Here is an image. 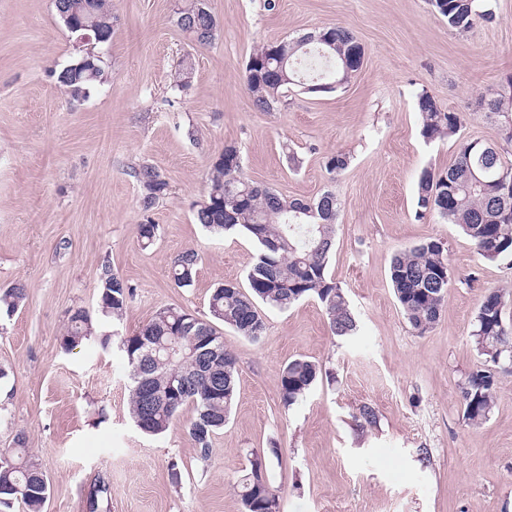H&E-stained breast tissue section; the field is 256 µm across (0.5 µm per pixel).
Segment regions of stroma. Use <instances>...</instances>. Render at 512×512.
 Masks as SVG:
<instances>
[{
    "label": "stroma",
    "instance_id": "1",
    "mask_svg": "<svg viewBox=\"0 0 512 512\" xmlns=\"http://www.w3.org/2000/svg\"><path fill=\"white\" fill-rule=\"evenodd\" d=\"M184 0H112V37L96 45L106 80L83 100L54 78L88 47L58 19L53 0H0V291L25 300L0 314V449L24 437L50 484L43 512H85L88 489L107 476L103 512H240L239 482L267 461L282 512H512V374L501 376L488 419L469 423L460 389L483 361L472 336L486 291L512 292V265L483 260L453 224L417 218L423 168H447L459 140L496 145L478 102L512 73V0L466 35L449 31L427 0H209L217 29L197 44L176 24ZM340 24L365 49L343 87H291L271 112L257 110L245 65L259 45ZM187 88L174 75L183 63ZM428 92L463 114L457 135L427 142L416 97ZM237 146L243 175L288 200L334 191L340 201L327 273L356 320L332 335L323 305L304 299L261 306L259 342L217 324L238 361L237 398L201 456L187 422L148 436L129 413L127 360L119 342L163 308L208 315L217 284L245 283L257 246L194 221L213 158ZM347 168L331 173L329 155ZM149 165L169 184L142 211L132 176ZM157 226L149 249L136 227ZM435 238L448 250L451 285L439 321L417 334L389 278L392 256ZM199 255L191 287L175 286V257ZM111 269L133 290L120 323L102 315L100 277ZM78 309L95 337L72 352L60 338ZM318 362L308 396L285 408L280 372ZM377 411L359 427L360 405ZM280 459L269 458L271 447Z\"/></svg>",
    "mask_w": 512,
    "mask_h": 512
}]
</instances>
